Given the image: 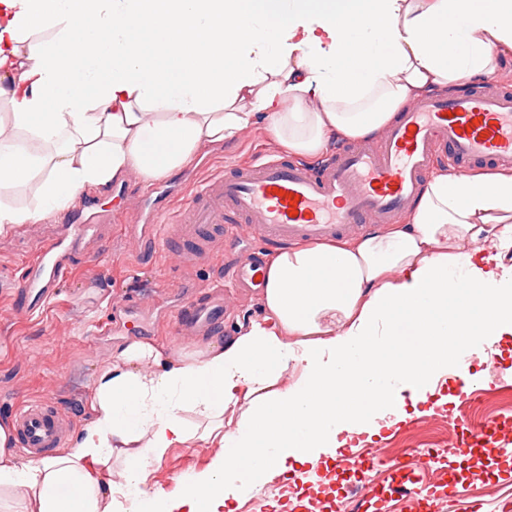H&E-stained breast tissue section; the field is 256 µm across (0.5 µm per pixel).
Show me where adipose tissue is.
<instances>
[{
    "label": "adipose tissue",
    "mask_w": 512,
    "mask_h": 512,
    "mask_svg": "<svg viewBox=\"0 0 512 512\" xmlns=\"http://www.w3.org/2000/svg\"><path fill=\"white\" fill-rule=\"evenodd\" d=\"M506 55L512 0H0V235L162 177L260 113L299 157L378 136ZM511 255L510 168L436 171L403 223L278 250L262 319L194 356L124 348L71 448L18 463L1 421L0 512H224L380 415L403 421L471 346L511 337ZM195 439L207 464L149 487Z\"/></svg>",
    "instance_id": "1"
}]
</instances>
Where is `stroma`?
<instances>
[{
	"label": "stroma",
	"instance_id": "stroma-1",
	"mask_svg": "<svg viewBox=\"0 0 512 512\" xmlns=\"http://www.w3.org/2000/svg\"><path fill=\"white\" fill-rule=\"evenodd\" d=\"M278 156L265 119L257 121L236 139L205 147L199 157L165 180L172 196L188 201L195 179L253 160L258 153ZM141 176L132 175L119 185L94 189L102 209L112 212L117 223L140 224L145 218L138 194ZM63 214H51L14 228L0 236V420H12L27 401L51 400L81 429L87 415L84 404L94 375L126 345L136 339L180 353L193 354L210 340L237 337L240 326L261 319V291H247L232 281H221L224 254L198 259L181 250H159L147 255L136 236L117 237L112 243L91 246L89 260L80 262L65 278L41 313L22 315L13 304L7 281L16 279L38 241L51 225L62 223ZM222 283L225 327L179 335L173 320L181 308L194 304L190 289ZM143 324L144 336L126 333L103 335L106 319ZM472 385L478 394L494 397L501 421L512 424V338L480 344L467 355L462 369H451L436 387L433 398L418 404L411 418L379 430L370 442L398 454L413 447L415 456L431 452L438 419L458 414L464 403L461 389ZM211 455L201 441L169 449L151 466V482L173 491L179 477L202 468ZM424 476L447 477L452 497L450 512H512V451L473 450L468 457L446 455Z\"/></svg>",
	"mask_w": 512,
	"mask_h": 512
}]
</instances>
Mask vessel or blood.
I'll list each match as a JSON object with an SVG mask.
<instances>
[{
  "instance_id": "1",
  "label": "vessel or blood",
  "mask_w": 512,
  "mask_h": 512,
  "mask_svg": "<svg viewBox=\"0 0 512 512\" xmlns=\"http://www.w3.org/2000/svg\"><path fill=\"white\" fill-rule=\"evenodd\" d=\"M442 149L459 174L477 161L511 167L512 92L474 86L417 100L377 145L337 149L316 171L272 159L217 173L196 186L188 205L167 208L166 227L141 224L135 231L149 247L188 243L200 257L217 246L233 251L243 224L272 247L333 239L371 220L391 224L418 198ZM98 212L97 202L87 201L75 223L57 225L42 240L23 268L18 310L36 309L73 271L78 255L111 237V226L98 223ZM223 318L224 302L214 299L184 313L177 327L218 324ZM67 426V415L52 401L25 403L15 415L19 447L39 453L63 447Z\"/></svg>"
}]
</instances>
